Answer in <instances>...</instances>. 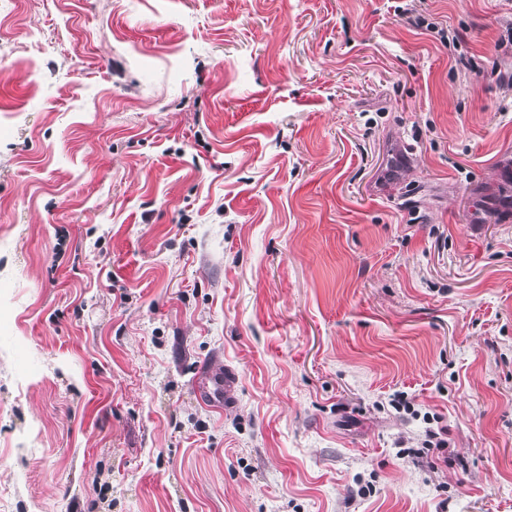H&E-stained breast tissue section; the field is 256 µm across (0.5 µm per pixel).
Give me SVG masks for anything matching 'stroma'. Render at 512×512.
Segmentation results:
<instances>
[{"label":"stroma","mask_w":512,"mask_h":512,"mask_svg":"<svg viewBox=\"0 0 512 512\" xmlns=\"http://www.w3.org/2000/svg\"><path fill=\"white\" fill-rule=\"evenodd\" d=\"M403 2L0 0V512H512V0ZM237 383L238 377L233 370L226 369L222 374L206 368L200 372L195 388L201 401L213 405H221L224 402L226 407L234 402Z\"/></svg>","instance_id":"obj_1"}]
</instances>
